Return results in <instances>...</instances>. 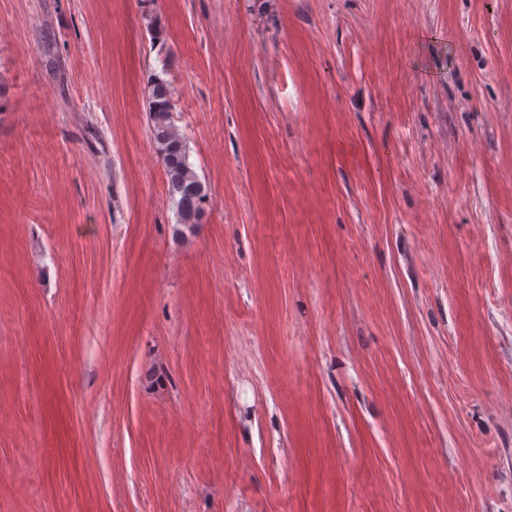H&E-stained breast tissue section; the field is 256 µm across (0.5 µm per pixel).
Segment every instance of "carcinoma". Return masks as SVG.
<instances>
[{"label": "carcinoma", "instance_id": "cac0c4a2", "mask_svg": "<svg viewBox=\"0 0 512 512\" xmlns=\"http://www.w3.org/2000/svg\"><path fill=\"white\" fill-rule=\"evenodd\" d=\"M151 136L166 176L168 197L175 207L177 224L192 230L203 223L207 193L190 159L187 138L172 119L171 83L153 76L147 83Z\"/></svg>", "mask_w": 512, "mask_h": 512}]
</instances>
